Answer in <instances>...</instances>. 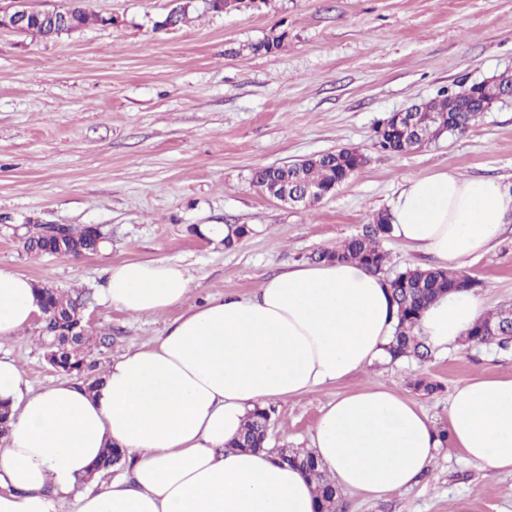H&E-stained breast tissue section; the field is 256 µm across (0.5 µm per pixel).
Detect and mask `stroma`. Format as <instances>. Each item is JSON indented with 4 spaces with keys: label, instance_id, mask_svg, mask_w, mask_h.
<instances>
[{
    "label": "stroma",
    "instance_id": "stroma-1",
    "mask_svg": "<svg viewBox=\"0 0 512 512\" xmlns=\"http://www.w3.org/2000/svg\"><path fill=\"white\" fill-rule=\"evenodd\" d=\"M172 0H88L110 18L45 42L0 30V267L84 302L86 353L97 372L147 346L181 310L136 318L105 302V269L167 260L192 277L189 302L245 296L289 266L363 231L402 180L441 170L498 180L512 195V101L465 134L403 153L380 150L375 130L392 113L456 88L512 73V0H261L159 28ZM270 53L250 46L270 35ZM355 149L364 167L315 206H290L249 183L259 166ZM38 224L92 225L98 251L79 258L26 252ZM245 224L225 248L209 226ZM464 270L480 281L485 311L512 305V214ZM43 316L0 340L33 389L54 384ZM512 376V350L460 344L383 361L340 382L272 402L273 448H307L336 396L382 383L448 422V396L475 377ZM437 382L417 390L416 379ZM512 512V476L438 449L409 489L377 500L341 492L338 512Z\"/></svg>",
    "mask_w": 512,
    "mask_h": 512
}]
</instances>
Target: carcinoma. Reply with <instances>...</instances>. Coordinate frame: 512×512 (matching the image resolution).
Returning a JSON list of instances; mask_svg holds the SVG:
<instances>
[{
	"mask_svg": "<svg viewBox=\"0 0 512 512\" xmlns=\"http://www.w3.org/2000/svg\"><path fill=\"white\" fill-rule=\"evenodd\" d=\"M68 8L75 19L78 29L82 30L93 23H103L105 19L90 12L87 0H67ZM425 109L434 116V120L425 122L420 128L418 140L407 146L415 149L434 140V132L442 123L454 121L457 132L467 131L486 109L474 97L473 87L462 84L454 90L443 89L426 101ZM361 154L346 151L339 154V161L333 162L324 157H313L302 167L286 169L272 175L265 166L251 171L250 184L265 189L268 182L277 180L290 189L300 190L305 185L317 188L314 193L302 196L301 203L308 205L325 197L323 190L336 185L343 178H350L359 169ZM390 233V224L379 215L375 223L348 239L334 249H322L315 254V260L350 261L379 272L386 260L382 240ZM102 243L98 228L86 225L64 226V235L57 238L47 232L44 225L33 228L24 241V249L39 255L75 256L96 252ZM391 288L392 300L397 307V323L392 339L387 347L390 361L402 357H415L426 362L432 357V350L415 332L421 316L427 306L450 290L458 288L474 289L478 281L462 271L442 268H407L387 278ZM42 311L46 313L52 325L49 332L51 342L47 354L49 363L59 372L84 377L89 391L102 383V377H92L94 365L86 363L83 348L89 340L88 331L80 321L78 308L80 303L61 292L48 287H37ZM508 309L501 308L479 318L468 330L467 345L494 344L501 350L512 347V325L508 322ZM272 422L271 410L258 406L247 416L243 430L231 443L233 448L257 449L267 444L268 432ZM275 454L304 472L315 484L317 497L321 503V512H337L338 487L332 477L324 473L313 451L307 448H282ZM123 452L116 446H108L94 464L93 471L109 474L112 469L122 466Z\"/></svg>",
	"mask_w": 512,
	"mask_h": 512,
	"instance_id": "carcinoma-1",
	"label": "carcinoma"
}]
</instances>
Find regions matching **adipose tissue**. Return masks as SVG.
<instances>
[{
	"label": "adipose tissue",
	"mask_w": 512,
	"mask_h": 512,
	"mask_svg": "<svg viewBox=\"0 0 512 512\" xmlns=\"http://www.w3.org/2000/svg\"><path fill=\"white\" fill-rule=\"evenodd\" d=\"M392 234L439 263L484 253L512 196L492 179L440 171L405 179L388 203ZM192 278L156 260L109 267L107 301L135 317L182 314L148 348L128 350L87 391L68 379L31 392L0 358V401L12 430L0 448V512H316L315 485L267 452L228 448L248 413L337 382L384 358L396 323L385 278L351 262L296 264L247 297L189 304ZM40 311L30 279L0 268V339ZM473 291L423 313L422 337L444 350L481 316ZM448 434L482 470L512 474V376L477 377L448 399ZM126 455L124 476L75 494L102 448ZM338 487L380 498L418 482L435 458L426 413L375 384L337 396L312 434Z\"/></svg>",
	"instance_id": "adipose-tissue-1"
}]
</instances>
